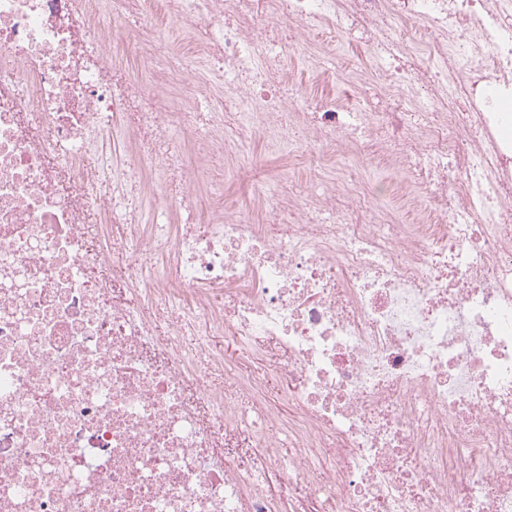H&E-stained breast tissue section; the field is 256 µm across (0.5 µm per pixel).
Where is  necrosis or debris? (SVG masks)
<instances>
[{
  "instance_id": "obj_1",
  "label": "necrosis or debris",
  "mask_w": 512,
  "mask_h": 512,
  "mask_svg": "<svg viewBox=\"0 0 512 512\" xmlns=\"http://www.w3.org/2000/svg\"><path fill=\"white\" fill-rule=\"evenodd\" d=\"M165 16L224 87L196 116L138 79L174 76ZM340 34L387 93L289 112L277 63ZM267 155L320 162L312 210L290 167L198 194ZM362 155L404 175L389 210ZM0 512H512V0H0ZM359 164L362 168L365 184H367L370 198L374 201L385 203L387 200L383 197L385 193V186L381 180L380 172L376 168L373 161L360 157ZM237 166L235 160L224 159L222 166H216L215 169L212 167L211 162H204L200 166V178L197 183V189L199 194H204L205 184L203 181V175L206 176L211 173H220L221 169L224 173V182L226 184V191L224 194V207H237L243 208L247 206L253 197L252 188L250 183L243 179L232 178L231 172ZM252 368L266 375L268 393L271 399H279L287 390V382L281 378L272 362L263 357H255Z\"/></svg>"
}]
</instances>
